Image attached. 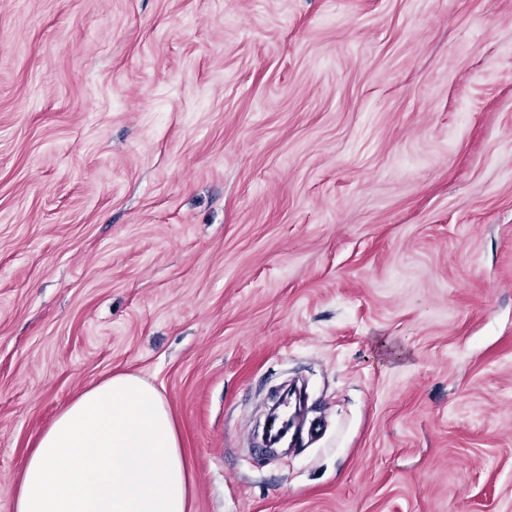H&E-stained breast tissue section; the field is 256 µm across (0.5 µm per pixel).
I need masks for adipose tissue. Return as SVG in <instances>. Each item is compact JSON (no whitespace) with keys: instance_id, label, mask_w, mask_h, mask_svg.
Wrapping results in <instances>:
<instances>
[{"instance_id":"ef3b65f1","label":"adipose tissue","mask_w":512,"mask_h":512,"mask_svg":"<svg viewBox=\"0 0 512 512\" xmlns=\"http://www.w3.org/2000/svg\"><path fill=\"white\" fill-rule=\"evenodd\" d=\"M194 475L162 394L116 373L80 391L31 448L14 512H193Z\"/></svg>"}]
</instances>
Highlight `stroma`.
<instances>
[{
  "label": "stroma",
  "mask_w": 512,
  "mask_h": 512,
  "mask_svg": "<svg viewBox=\"0 0 512 512\" xmlns=\"http://www.w3.org/2000/svg\"><path fill=\"white\" fill-rule=\"evenodd\" d=\"M118 372L194 512H512V0H0V512Z\"/></svg>",
  "instance_id": "stroma-1"
}]
</instances>
